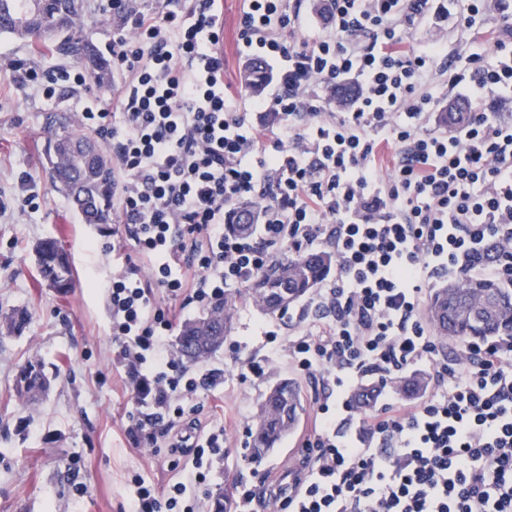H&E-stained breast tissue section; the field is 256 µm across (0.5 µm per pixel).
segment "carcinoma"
<instances>
[{
  "instance_id": "1",
  "label": "carcinoma",
  "mask_w": 512,
  "mask_h": 512,
  "mask_svg": "<svg viewBox=\"0 0 512 512\" xmlns=\"http://www.w3.org/2000/svg\"><path fill=\"white\" fill-rule=\"evenodd\" d=\"M65 0H0V33H6L39 51L43 48L63 60L83 58L82 14L64 9ZM88 84L103 82L107 65L96 49H90ZM243 77L255 95L266 88L267 69L247 63ZM51 136L46 163L55 185L70 199L86 224H107L112 220V161L102 140L96 141V153L85 158L77 145L90 134L77 127L71 117L50 116ZM66 254L61 242L52 239V247L37 257L38 271L45 282L53 279L68 287L74 285L70 262H61ZM334 263L333 255L322 250L302 255L285 254L275 258L249 288V299L265 314L276 315L313 292L325 280ZM233 299L227 298L201 316L185 321L179 330L176 350L189 361L211 357L224 344L230 331ZM429 324L440 346L448 341L495 339L512 336V283L475 270L461 271L448 284L436 289L426 308ZM25 321L24 313L0 314V328L16 331ZM427 375L418 373L393 386L399 398L422 393ZM49 389V380L41 368L29 364L21 369L16 384L17 396L35 402ZM303 404L299 386L291 379L273 382L264 393L249 426L251 454L261 458L272 453L295 428Z\"/></svg>"
}]
</instances>
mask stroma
<instances>
[{
	"mask_svg": "<svg viewBox=\"0 0 512 512\" xmlns=\"http://www.w3.org/2000/svg\"><path fill=\"white\" fill-rule=\"evenodd\" d=\"M243 5L244 0H222L221 49L227 92L247 100L251 92L238 47ZM18 61L41 70L84 67L0 33V311L28 315L21 332L0 333V512H129L132 475L161 489L181 475L184 458L164 446H135L125 433L137 409L112 341L109 300L99 286L112 273V258L102 252L112 241V227L83 223L43 165L48 116H71L87 104L111 109L116 89L108 80L98 86L64 84L48 99L19 83L13 68ZM23 173L31 177L25 186L18 181ZM30 192L38 210L22 202ZM47 237L58 238L70 256L75 286L68 292L36 280L33 247ZM234 295L231 332L205 363L220 371L221 382L197 395L202 423L224 424L229 438L224 461L205 489L210 496L230 480L264 492L287 482L316 400L328 390L326 379L306 377L286 352L272 354L260 334L265 325L280 340L296 336L307 302L291 306L288 316H269L247 299L245 289ZM252 359L270 360V372L259 379L245 376ZM30 362L51 380L48 395L34 403L19 400L14 391L20 369ZM280 377L299 383L304 412L280 448L256 461L246 449L248 426L268 386Z\"/></svg>",
	"mask_w": 512,
	"mask_h": 512,
	"instance_id": "stroma-1",
	"label": "stroma"
}]
</instances>
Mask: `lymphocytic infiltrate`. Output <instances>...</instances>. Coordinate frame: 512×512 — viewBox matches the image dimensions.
<instances>
[{
	"label": "lymphocytic infiltrate",
	"mask_w": 512,
	"mask_h": 512,
	"mask_svg": "<svg viewBox=\"0 0 512 512\" xmlns=\"http://www.w3.org/2000/svg\"><path fill=\"white\" fill-rule=\"evenodd\" d=\"M112 0L108 54L117 104L76 112L112 159L121 220L112 251L135 254L105 288L112 340L135 379L139 413L126 432L157 446L197 414L216 371L190 369L169 346L175 308L204 311L250 285L273 259L327 244L334 275L310 299L315 323L285 347L309 377L326 375L304 440L303 478L272 498L288 512H512V337L467 342L443 357L422 317L425 286L460 271L489 242L512 252V100L506 0H466L458 27L488 53L444 62L445 10L431 0H328L321 27L309 0H244L239 51L273 74L241 105L224 90L219 0H165L155 11ZM434 18L425 44L407 25ZM357 86L348 106L315 88ZM464 97L472 118L428 127L433 84ZM271 113L278 125L261 121ZM249 204L250 233L229 230ZM429 362L410 406L359 413L353 388ZM357 420L354 432L342 431ZM223 426H194L183 475L165 492L134 476L132 512H207L200 487L224 458Z\"/></svg>",
	"instance_id": "1"
}]
</instances>
